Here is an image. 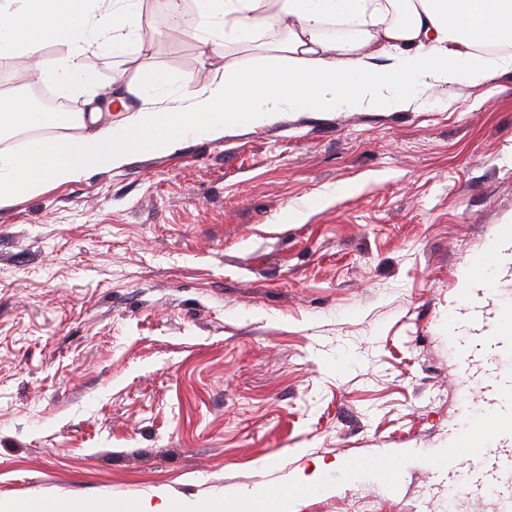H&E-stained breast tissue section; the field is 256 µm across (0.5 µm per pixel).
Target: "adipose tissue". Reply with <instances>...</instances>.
Here are the masks:
<instances>
[{
  "mask_svg": "<svg viewBox=\"0 0 512 512\" xmlns=\"http://www.w3.org/2000/svg\"><path fill=\"white\" fill-rule=\"evenodd\" d=\"M131 0H0V56H40L48 42L72 48L63 81L94 90L83 56L97 40L123 46L137 23ZM213 26L212 50L249 43L261 28L284 40L250 69L226 65L202 86L162 97L170 82L151 71L126 91L140 101L117 122L101 108L40 112L19 97L0 98V133H25L20 148H0V207L50 185L121 167L140 153L178 149L189 137L216 139L232 125L256 126L283 112H339L410 107L419 87L487 80L512 69V0H200ZM357 16L350 38L326 40L325 22ZM507 46L488 62L479 49ZM384 65H376L379 56Z\"/></svg>",
  "mask_w": 512,
  "mask_h": 512,
  "instance_id": "ef3b65f1",
  "label": "adipose tissue"
}]
</instances>
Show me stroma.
<instances>
[{"label":"stroma","instance_id":"1","mask_svg":"<svg viewBox=\"0 0 512 512\" xmlns=\"http://www.w3.org/2000/svg\"><path fill=\"white\" fill-rule=\"evenodd\" d=\"M137 10L124 50L83 58L115 115L140 104L119 81L161 69L173 95L279 37L215 52L197 0L176 38ZM66 54L0 95L84 104L52 70ZM414 97L284 112L0 207V501H216L321 462L291 512H495L449 502L439 453L488 423L502 366L459 354L512 306V263L485 255L512 229V71ZM370 459L393 480L347 475Z\"/></svg>","mask_w":512,"mask_h":512}]
</instances>
